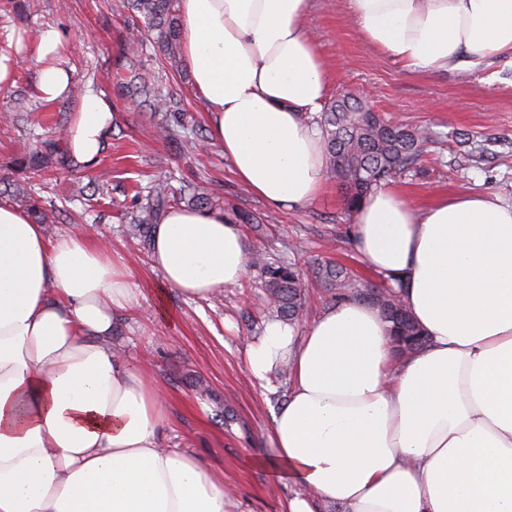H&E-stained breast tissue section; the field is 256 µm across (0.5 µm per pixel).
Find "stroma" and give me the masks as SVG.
Listing matches in <instances>:
<instances>
[{
  "mask_svg": "<svg viewBox=\"0 0 512 512\" xmlns=\"http://www.w3.org/2000/svg\"><path fill=\"white\" fill-rule=\"evenodd\" d=\"M0 10V54L14 63L11 85L0 87V114L24 112V121L0 123V177L18 154L35 147L56 126L70 124L82 97L94 90L109 104L112 134L97 164L68 165L62 174L70 193L58 201L55 181L44 177L34 190L58 201L57 223L46 225L48 238L85 233L107 244L113 260L125 267L140 291V306L119 318L112 347L124 363L144 369L166 394L159 429L161 447L187 452L230 494L236 512H284L296 487L278 484L266 461L274 455L269 434L272 416L288 388L278 375L270 387L252 381L244 362L243 340L259 335L263 299L260 273L248 267L236 286L208 298L191 299L162 287L149 250L126 235L124 211L138 208L153 181L173 188L187 184L219 199L224 207L272 214L261 230L244 227L250 251L297 245L299 261L322 256L366 270L345 239L343 193L333 179L311 203L270 210L240 184L221 146L211 141L210 116L192 89L188 68L172 70L156 44L135 54L136 67L155 74L163 96L180 100L188 131L175 139L155 135V117L139 97L122 93L108 74L125 54L123 35L141 18L127 0H14ZM307 27L328 69L330 94L358 96L377 112L411 128H425L441 141L444 165L425 163L395 186L416 206L435 196L460 192L492 193L512 199V64L495 61L473 70L418 73L375 51L360 36L346 0H309ZM61 36V62L70 73L73 93L45 100L38 90L40 68L32 47L44 30ZM483 147L481 161L468 160L466 148ZM208 395H199L196 383Z\"/></svg>",
  "mask_w": 512,
  "mask_h": 512,
  "instance_id": "obj_1",
  "label": "stroma"
}]
</instances>
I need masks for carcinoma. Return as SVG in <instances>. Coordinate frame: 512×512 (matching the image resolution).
Listing matches in <instances>:
<instances>
[{
	"label": "carcinoma",
	"instance_id": "obj_1",
	"mask_svg": "<svg viewBox=\"0 0 512 512\" xmlns=\"http://www.w3.org/2000/svg\"><path fill=\"white\" fill-rule=\"evenodd\" d=\"M180 0H130L131 9L144 19L145 30L155 34L156 43L173 67L181 65L182 51L179 28ZM116 84L127 93L143 98L151 111L162 113L156 132L166 138L179 136L185 125L178 112V102L155 95V77L130 69L116 71ZM317 124L324 140L327 170L342 189L345 211L358 206L378 187L401 179L416 169L427 153V146L438 137L430 132L415 131L402 124L367 112L359 99L344 94L324 107V111L308 117ZM63 139L48 138L28 154L13 160L11 169L34 178L45 170L64 164ZM14 200L21 203L36 224H54L56 210L43 207L27 189V182L14 183ZM186 200L191 206L208 210L214 202L200 189L188 184L174 195L163 182L150 187L143 207L144 216L131 225L130 235L142 245L151 244V229L171 208V203ZM252 263L264 277L267 303L264 314L270 320L301 321L306 311L308 279L296 259L277 255H256ZM312 273L333 303L349 300L365 301L378 308L394 328L396 353H412L426 344V337L413 321L403 300V279L395 284L374 287L359 279L348 268L325 260L313 266Z\"/></svg>",
	"mask_w": 512,
	"mask_h": 512
}]
</instances>
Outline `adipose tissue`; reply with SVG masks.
Segmentation results:
<instances>
[{"mask_svg": "<svg viewBox=\"0 0 512 512\" xmlns=\"http://www.w3.org/2000/svg\"><path fill=\"white\" fill-rule=\"evenodd\" d=\"M348 2L362 38L411 70L512 62V0ZM180 3L193 90L236 179L276 209L309 203L326 159L308 118L329 81L308 0ZM60 44L49 29L34 48L48 100L73 92ZM111 128L86 93L67 131L74 159L96 164ZM350 238L367 269L404 278L428 344L395 357L389 322L355 300L245 338L255 381L291 366L270 434L278 481L301 489L287 512H512V200L442 195L416 208L382 187ZM151 247L164 284L190 298L246 275L245 236L220 211L169 209ZM139 297L106 247L48 240L0 204V512H230L204 467L159 446L162 393L112 350L117 316Z\"/></svg>", "mask_w": 512, "mask_h": 512, "instance_id": "1", "label": "adipose tissue"}]
</instances>
